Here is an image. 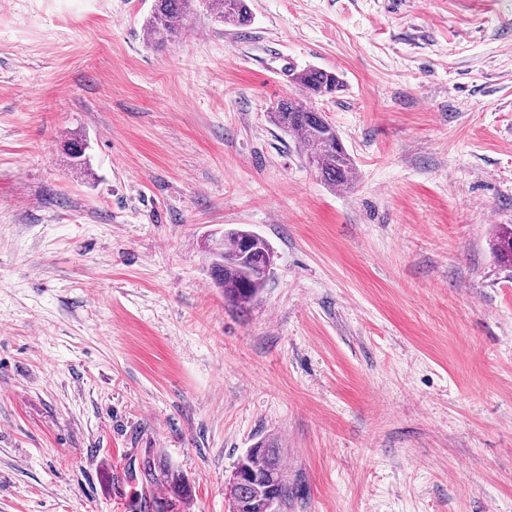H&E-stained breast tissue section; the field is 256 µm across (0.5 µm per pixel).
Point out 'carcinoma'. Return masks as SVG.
Returning <instances> with one entry per match:
<instances>
[{
    "mask_svg": "<svg viewBox=\"0 0 512 512\" xmlns=\"http://www.w3.org/2000/svg\"><path fill=\"white\" fill-rule=\"evenodd\" d=\"M193 0H152L143 21L151 41L163 46L177 40L191 18ZM214 18L236 27L252 23L247 0H204ZM292 81L310 95L324 97L340 88L336 74L308 66L293 71ZM269 121L303 145L305 162L333 187L351 183L354 160L343 145L335 127L323 113L307 108L294 98L277 100L268 112ZM64 151L72 164H85L86 143L72 138ZM211 274L224 290V299L237 306L257 297L265 286L274 264V251L258 234L247 229H231L208 242ZM498 260L512 267V226L505 228L495 245ZM282 462L277 449L260 444L248 449L237 461L233 476L230 512H268L269 505H281L286 498Z\"/></svg>",
    "mask_w": 512,
    "mask_h": 512,
    "instance_id": "cac0c4a2",
    "label": "carcinoma"
}]
</instances>
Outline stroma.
<instances>
[{"mask_svg": "<svg viewBox=\"0 0 512 512\" xmlns=\"http://www.w3.org/2000/svg\"><path fill=\"white\" fill-rule=\"evenodd\" d=\"M151 4L0 0V512H229L261 441L280 512H512V0L199 5L163 47ZM235 228L276 255L243 308L206 251ZM247 0H205L206 10L219 21L236 27H247L252 23V13ZM292 81L307 94L319 97L335 95L340 88L335 73L314 66L293 71ZM268 117L276 128L300 141L305 162L315 168L326 184L345 187L351 183L354 160L322 112L288 97L273 103Z\"/></svg>", "mask_w": 512, "mask_h": 512, "instance_id": "1", "label": "stroma"}]
</instances>
